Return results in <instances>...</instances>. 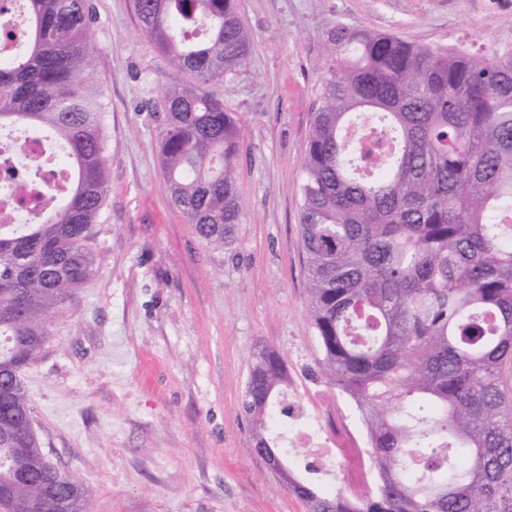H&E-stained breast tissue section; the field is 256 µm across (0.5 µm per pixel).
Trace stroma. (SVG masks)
<instances>
[{"label":"stroma","instance_id":"stroma-1","mask_svg":"<svg viewBox=\"0 0 512 512\" xmlns=\"http://www.w3.org/2000/svg\"><path fill=\"white\" fill-rule=\"evenodd\" d=\"M91 3L109 189L97 272L56 311L25 372L44 456L79 478L92 512H307L250 449L239 404L251 357L267 346L337 450L322 490L346 485L342 440L367 446L355 406L316 375L299 224L325 34L341 22L487 52L512 42V0H237L254 48L215 92L240 121L245 207L221 249L173 204L148 110L183 74L142 33L133 0Z\"/></svg>","mask_w":512,"mask_h":512}]
</instances>
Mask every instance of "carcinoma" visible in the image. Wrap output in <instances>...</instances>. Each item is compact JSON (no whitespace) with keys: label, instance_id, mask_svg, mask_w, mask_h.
<instances>
[{"label":"carcinoma","instance_id":"carcinoma-1","mask_svg":"<svg viewBox=\"0 0 512 512\" xmlns=\"http://www.w3.org/2000/svg\"><path fill=\"white\" fill-rule=\"evenodd\" d=\"M141 30L186 81L162 90L160 159L172 202L208 243L234 238L243 203L237 114L213 86L254 47L236 0H134ZM0 0V130L48 132L60 201L0 224V508L91 512L83 484L48 462L22 379L50 318L96 270L104 204L102 86L90 0ZM302 160L300 226L322 375L355 404L374 479L317 492L309 512H512V43L490 55L342 23L326 33ZM288 369L253 355L241 408L249 447L273 459L295 418ZM23 447L12 462L13 449Z\"/></svg>","mask_w":512,"mask_h":512}]
</instances>
